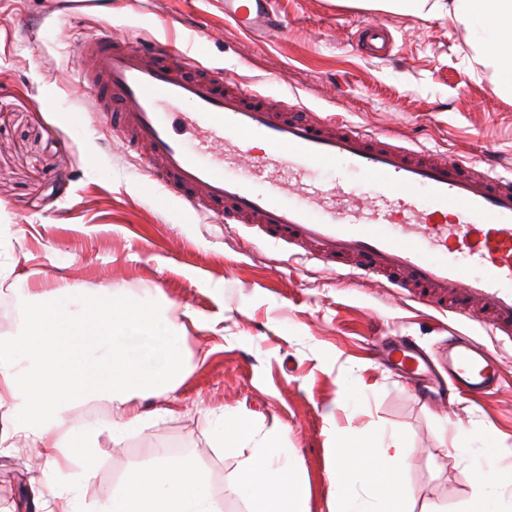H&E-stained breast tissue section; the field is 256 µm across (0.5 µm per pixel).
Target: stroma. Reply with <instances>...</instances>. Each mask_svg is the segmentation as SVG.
Listing matches in <instances>:
<instances>
[{
	"instance_id": "obj_1",
	"label": "stroma",
	"mask_w": 512,
	"mask_h": 512,
	"mask_svg": "<svg viewBox=\"0 0 512 512\" xmlns=\"http://www.w3.org/2000/svg\"><path fill=\"white\" fill-rule=\"evenodd\" d=\"M286 29L265 40L224 18V0H103L69 18L49 0H0V268L45 288H112L135 301L152 293L183 333V377L144 411L170 408L113 443L109 408L82 462L48 464L14 434L10 400L0 401V512H55L54 495L77 489V512H95L126 470L155 449L190 456L206 471L223 512H246L227 492L238 458L218 448L220 415L235 412L259 435L279 433L310 484L308 512H330V450L337 436L391 431L409 445L404 476L418 512H465L476 485L461 473L457 436L492 441L512 462V349L497 352L502 380L483 398L419 397L386 366L380 348L408 335L426 351L450 334L488 342L467 318L421 307L384 284H361L342 269L288 259L244 224L209 223L188 211L116 138L98 130L91 98L74 85L76 47L101 24L119 37L170 39L201 49L263 96L331 112L410 145L512 170V98L473 59L471 34L454 15L415 16L344 0H276ZM173 18L162 27L158 16ZM385 26L389 53L361 54V26ZM354 394L341 400L342 388Z\"/></svg>"
}]
</instances>
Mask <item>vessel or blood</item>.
I'll return each instance as SVG.
<instances>
[{"mask_svg": "<svg viewBox=\"0 0 512 512\" xmlns=\"http://www.w3.org/2000/svg\"><path fill=\"white\" fill-rule=\"evenodd\" d=\"M224 17L265 38L286 26L274 0H224ZM359 41L370 57L388 47L376 25ZM77 51L76 84L103 128L187 207L219 224L255 220L272 244L304 249L362 283L386 278L422 305L480 323L495 345H512V173L262 100L158 40L120 39L104 26ZM322 170L333 180L318 181ZM385 351L408 374L421 371L410 337ZM445 359L456 388L484 396L500 383L497 364L469 337L449 336Z\"/></svg>", "mask_w": 512, "mask_h": 512, "instance_id": "vessel-or-blood-1", "label": "vessel or blood"}]
</instances>
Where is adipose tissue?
<instances>
[{"instance_id": "1", "label": "adipose tissue", "mask_w": 512, "mask_h": 512, "mask_svg": "<svg viewBox=\"0 0 512 512\" xmlns=\"http://www.w3.org/2000/svg\"><path fill=\"white\" fill-rule=\"evenodd\" d=\"M455 17L472 34L474 58L492 69L501 94L512 97V0H451ZM20 331L0 344V395L14 402L16 429L31 436L42 455L57 461L68 450H88L99 426H75L66 413L77 402L105 399L122 417L111 425L113 440L140 428L145 417L133 398L175 388L182 377V337L156 314L150 298L129 301L115 293L78 296L64 283L44 290ZM218 438L241 460L228 489L250 512H306L309 486L277 436L256 438L251 427L225 412ZM330 473V512H415L402 481L407 440L391 434L348 447L337 437ZM455 448L470 452L478 466L463 478L479 491L467 512H503L500 495L512 487V464L493 445ZM99 512H222L207 474L189 457L159 450L153 462L128 470Z\"/></svg>"}]
</instances>
